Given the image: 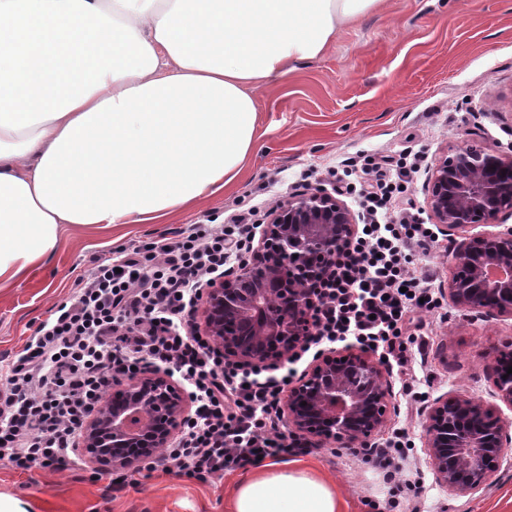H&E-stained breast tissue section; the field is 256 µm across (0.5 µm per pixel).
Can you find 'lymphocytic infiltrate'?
Instances as JSON below:
<instances>
[{
  "label": "lymphocytic infiltrate",
  "mask_w": 512,
  "mask_h": 512,
  "mask_svg": "<svg viewBox=\"0 0 512 512\" xmlns=\"http://www.w3.org/2000/svg\"><path fill=\"white\" fill-rule=\"evenodd\" d=\"M406 158L369 155L357 193L366 218L319 285L313 344L355 343L406 371L404 332L417 310L440 303L410 255L428 248L431 225L402 215ZM248 224L194 227L101 257L80 288L26 341L0 384V461L26 473L69 465L86 420L116 376L149 368L176 375L194 403L166 458L182 476L205 482L258 456L300 449L277 432L281 396L292 381L257 364L225 362L211 339L190 328L202 288L252 248ZM411 444L394 431L375 452L387 482L406 468Z\"/></svg>",
  "instance_id": "lymphocytic-infiltrate-1"
}]
</instances>
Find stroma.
<instances>
[{
  "mask_svg": "<svg viewBox=\"0 0 512 512\" xmlns=\"http://www.w3.org/2000/svg\"><path fill=\"white\" fill-rule=\"evenodd\" d=\"M260 138L244 177L160 224L67 225L56 249L0 285V373L52 309L65 302L95 257L152 241H172L199 224L236 218L267 224L288 198L315 187L333 192L347 160L368 154L420 152L421 171L409 196L420 219L432 223L426 184L448 149L512 150V0H387L341 30L318 59L258 91ZM465 233H439L429 251H415L414 267L434 275L440 313L423 314L426 355L409 347L418 377L405 395L404 375L391 371L386 423L373 444L397 428L412 444L409 479L420 512H512V447L485 488L456 495L436 482L424 423L435 400L459 396L497 405L512 424V406L500 402L488 365L495 348L512 345V316H487L454 306L448 282ZM306 460L334 479L346 512H408L362 449L326 442L306 449ZM89 461L20 474L0 464V498L15 512H225L241 467L207 483L176 471H155L122 489L94 481Z\"/></svg>",
  "mask_w": 512,
  "mask_h": 512,
  "instance_id": "obj_1",
  "label": "stroma"
}]
</instances>
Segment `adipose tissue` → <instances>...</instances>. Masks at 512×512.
Returning <instances> with one entry per match:
<instances>
[{"instance_id":"ef3b65f1","label":"adipose tissue","mask_w":512,"mask_h":512,"mask_svg":"<svg viewBox=\"0 0 512 512\" xmlns=\"http://www.w3.org/2000/svg\"><path fill=\"white\" fill-rule=\"evenodd\" d=\"M384 0H0V283L65 224L159 222L234 182L256 92ZM226 512H345L302 458L259 459Z\"/></svg>"}]
</instances>
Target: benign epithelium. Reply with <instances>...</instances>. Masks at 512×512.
I'll use <instances>...</instances> for the list:
<instances>
[{
  "mask_svg": "<svg viewBox=\"0 0 512 512\" xmlns=\"http://www.w3.org/2000/svg\"><path fill=\"white\" fill-rule=\"evenodd\" d=\"M427 205L447 232L512 216V153L458 146L442 156L427 182ZM349 208L323 188L280 204L257 250L206 289L205 332L224 359L243 365L292 354L313 333L316 284L354 233ZM448 296L463 310L512 315V227L463 241L454 255ZM500 351L490 371L497 395L512 406V375ZM388 370L365 353L320 355L288 393L291 432L319 447L368 446L384 426ZM185 398L168 376L146 370L127 379L107 408L82 428L89 460L136 467L167 447L184 418ZM431 467L438 483L466 495L490 484L502 466L512 431L492 404L445 396L425 421Z\"/></svg>",
  "mask_w": 512,
  "mask_h": 512,
  "instance_id": "1",
  "label": "benign epithelium"
}]
</instances>
